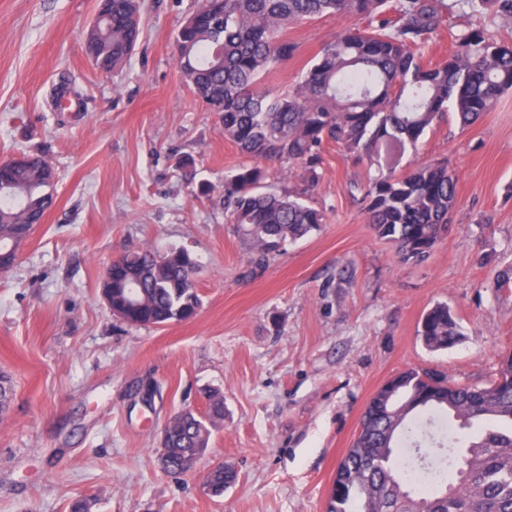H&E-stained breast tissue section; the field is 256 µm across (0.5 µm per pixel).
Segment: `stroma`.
I'll return each instance as SVG.
<instances>
[{
	"label": "stroma",
	"mask_w": 512,
	"mask_h": 512,
	"mask_svg": "<svg viewBox=\"0 0 512 512\" xmlns=\"http://www.w3.org/2000/svg\"><path fill=\"white\" fill-rule=\"evenodd\" d=\"M198 0H142L131 59L103 74L84 51L97 0H0V161L44 155L56 202L0 274V372L13 395L0 414V512H324L338 464L374 391L408 368L462 384L494 378L512 351V92L468 129L447 116L418 158L457 177L447 233L420 264L397 261L372 234L352 182L366 165L332 147L311 201L319 231L256 266L224 215V177L244 158L215 113L184 84L174 34ZM353 24L326 16L288 27L294 57L267 86L298 81ZM75 80L81 112L50 91ZM208 183L210 196L197 195ZM182 248L200 267L197 316L132 326L102 296L106 267L130 251ZM448 305L461 330L445 351L418 336ZM224 394V420L196 466L160 467L161 427ZM237 473L215 498L217 463Z\"/></svg>",
	"instance_id": "35a3bbf8"
}]
</instances>
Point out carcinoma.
<instances>
[{
  "label": "carcinoma",
  "instance_id": "obj_1",
  "mask_svg": "<svg viewBox=\"0 0 512 512\" xmlns=\"http://www.w3.org/2000/svg\"><path fill=\"white\" fill-rule=\"evenodd\" d=\"M488 7L512 24V0H201L175 37L184 83L217 114L224 139L253 159L224 178V211L260 258L320 229L323 211L305 197L316 184L328 146L377 171L350 191L367 202L372 233L402 262H421L448 229L458 203L457 178L445 159L422 160L400 174L409 150L427 129L455 113L461 129L512 90V38L469 23L453 33V50L425 61L431 37L448 27L459 5ZM100 21L87 57L101 73L125 64L138 44L140 0H99ZM323 16L365 22L327 44L301 80L273 91L264 79L293 57L297 45L280 34ZM82 104L66 83L54 90ZM299 173L288 194L268 189L269 163ZM41 156H28L11 177L26 193L0 191V242L20 244L24 230L52 207L55 174ZM129 281L112 288L117 318L133 326L192 319L200 306L197 261L182 248L123 255ZM423 344L444 350L460 336L446 304L422 317ZM391 401H369L360 431L340 461L325 512H512V353L500 358L493 380L459 384L442 373L410 368L381 386ZM207 410L167 421L163 468L173 474L207 448L224 420V395L205 392ZM236 472L219 465L206 476L221 497Z\"/></svg>",
  "mask_w": 512,
  "mask_h": 512
}]
</instances>
